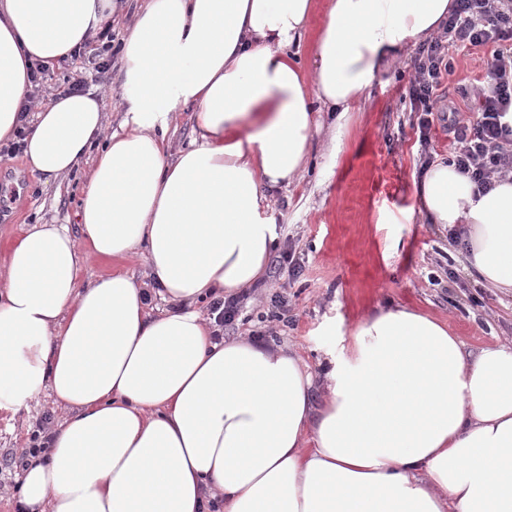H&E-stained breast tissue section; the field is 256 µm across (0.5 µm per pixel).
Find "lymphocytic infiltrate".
<instances>
[{
    "instance_id": "obj_1",
    "label": "lymphocytic infiltrate",
    "mask_w": 512,
    "mask_h": 512,
    "mask_svg": "<svg viewBox=\"0 0 512 512\" xmlns=\"http://www.w3.org/2000/svg\"><path fill=\"white\" fill-rule=\"evenodd\" d=\"M484 47L479 86L457 87L470 100L468 113L456 104L442 106V85L452 73L451 51ZM415 76L406 89L418 112L419 139L429 147L434 125L447 124L454 135V163L480 187L493 177L512 174V126L503 117L512 110V0H456L442 31L420 45L411 60Z\"/></svg>"
}]
</instances>
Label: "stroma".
<instances>
[{
    "label": "stroma",
    "mask_w": 512,
    "mask_h": 512,
    "mask_svg": "<svg viewBox=\"0 0 512 512\" xmlns=\"http://www.w3.org/2000/svg\"><path fill=\"white\" fill-rule=\"evenodd\" d=\"M78 73L100 91L107 123L117 128L122 114L115 104L123 87L116 64L103 74L84 57L56 64L46 73L36 107L47 105ZM412 76L406 64L374 83L341 128L339 152L326 147L335 116L323 113L305 179L271 193L278 249L290 252L292 263L268 267L264 288L257 299H242L226 335L272 331L275 342L295 344L314 371L325 351L342 352L341 335L394 306L446 322L473 351L512 338V296L468 279L462 251L449 248L441 226L392 221L415 206L414 178L421 169L417 115L404 97ZM89 168L82 163L45 187L24 157L0 162V260L11 233L24 225L74 224ZM276 292L285 297V308L272 305ZM62 417L46 396L27 410H0V512H17L16 460L32 447L35 434Z\"/></svg>",
    "instance_id": "obj_1"
}]
</instances>
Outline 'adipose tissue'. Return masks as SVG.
<instances>
[{
	"label": "adipose tissue",
	"instance_id": "adipose-tissue-1",
	"mask_svg": "<svg viewBox=\"0 0 512 512\" xmlns=\"http://www.w3.org/2000/svg\"><path fill=\"white\" fill-rule=\"evenodd\" d=\"M116 0H0V144L29 125L42 182L94 165L78 234L32 224L0 262V409L50 393L66 418L21 470L22 512H512V344L467 351L445 323L367 318L314 376L291 345L214 341L195 304L253 287L278 239L268 190L299 178L315 111L347 114L454 0H145L122 51L125 117L93 93L23 120L28 66L70 56ZM194 105L190 147L171 118ZM460 227L467 270L512 294V175L487 192L446 160L415 183ZM144 254L152 288L85 255ZM170 303L159 315L149 299Z\"/></svg>",
	"mask_w": 512,
	"mask_h": 512
}]
</instances>
